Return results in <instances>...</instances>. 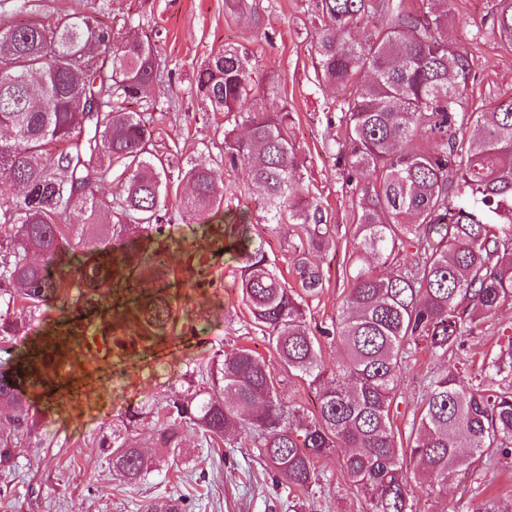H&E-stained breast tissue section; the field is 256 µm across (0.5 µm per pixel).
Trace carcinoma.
Here are the masks:
<instances>
[{
  "label": "carcinoma",
  "mask_w": 512,
  "mask_h": 512,
  "mask_svg": "<svg viewBox=\"0 0 512 512\" xmlns=\"http://www.w3.org/2000/svg\"><path fill=\"white\" fill-rule=\"evenodd\" d=\"M456 0H322V24L312 42L318 77L342 93L343 137L336 140L346 183L361 172L356 193L354 247L348 258L349 288L331 326L313 331L308 300L322 293L323 267L303 256L294 266L299 288L289 286L276 263L251 235L243 215L225 219L224 183L214 164L245 170L264 188L265 223L298 224L308 248L330 236L325 209L302 182V160L288 133V114L251 107V56L236 45L208 57L195 77V92L214 112L240 117L241 138L224 129V148L214 163L190 160L176 198L185 224L234 239L240 266L238 289L253 322L288 373L317 389L316 412L285 404L284 380L257 352L242 347L213 362L209 388L191 386L158 406L156 447H181L189 427L209 445L232 434L239 448H253L272 478L307 491L315 461L338 457L371 512H412L416 476L404 455L438 487L467 473L488 451L512 457V337L499 347L480 379L448 366L428 387L407 442L395 427L393 404L405 372L407 345L425 342L444 358L459 348L484 314L512 305V97L494 107L465 109L476 79L475 53L483 36L466 48L448 40ZM376 19L364 41L351 30ZM486 33L512 47V0H497ZM160 79L157 47L127 24L118 36L84 15L50 22L0 26V177L22 186L18 200L0 197V227L13 234L0 242V343L14 344L22 328L7 312L26 305L29 321L54 303L61 312L99 311L100 286L123 295L168 264V248L153 251L150 266L134 261L138 239L162 232L170 166L152 153L144 98ZM143 108L128 112L124 103ZM127 176L117 196L106 198L92 173ZM85 224H113L111 241L75 232L70 216ZM220 228L211 224L215 218ZM420 247L408 266L403 253ZM394 272L382 276L376 267ZM80 292L66 300L69 277ZM140 334L120 338L106 323L107 349L162 340L176 322L162 288L136 298ZM83 324L48 336L44 344L0 371V429L33 426L32 404L22 386L58 379L71 339ZM344 351L334 369L322 360V340ZM112 471L131 487L142 484L153 462L144 449L112 430L100 443Z\"/></svg>",
  "instance_id": "1"
}]
</instances>
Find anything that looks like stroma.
Masks as SVG:
<instances>
[{
  "label": "stroma",
  "mask_w": 512,
  "mask_h": 512,
  "mask_svg": "<svg viewBox=\"0 0 512 512\" xmlns=\"http://www.w3.org/2000/svg\"><path fill=\"white\" fill-rule=\"evenodd\" d=\"M495 0H459L456 18L448 26L451 41L468 44L493 12ZM79 13L122 32L126 22L138 24L142 37L155 42L161 60V81L151 92L160 103L152 131L156 150L170 153L174 166L219 147L224 139L223 113L212 111L191 90L198 65L227 44H240L253 55L256 106L265 112H285L303 161L301 173L313 196L329 215L332 239L311 253L326 272L322 294L310 303L313 325L329 326L349 286L348 255L353 247L356 188L343 183L336 159L340 130L335 104L338 92L320 88L311 43L321 23V0H31L20 9L17 0H0V23L46 21L58 14ZM477 80L469 101L485 105L512 95V49L485 42L476 59ZM224 209L245 213L259 224L262 191L244 170L222 171ZM164 234L142 239L138 262H147L159 245L170 249L175 280L169 284L178 323L172 337L154 345L113 350L111 356L75 351L64 377L80 378L82 396L71 401L45 389L27 388L37 425L13 437L11 469L0 468V512H144L146 506L183 498L187 512H367L368 503L336 458L317 462L312 493L275 486L256 450L222 444L203 445L199 435L183 428V448L174 455L156 453V465L146 482L127 486L112 475L99 448L103 435L128 406L152 407L178 391L179 377L213 354L239 347L260 353L270 369L283 374L277 354L238 298L234 252L221 251L211 234L183 223L169 207ZM261 238L286 278H293L298 240L292 226L265 230ZM204 254L210 264L205 284L188 269L189 256ZM512 336V305L485 316L466 336L453 360L464 363L468 375L480 374L498 345ZM410 358L401 381L394 420L409 433L419 413L427 385L445 360L433 357L423 341L410 343ZM512 512V458L482 457L472 474L433 489L427 478L414 484L413 512Z\"/></svg>",
  "instance_id": "obj_1"
}]
</instances>
